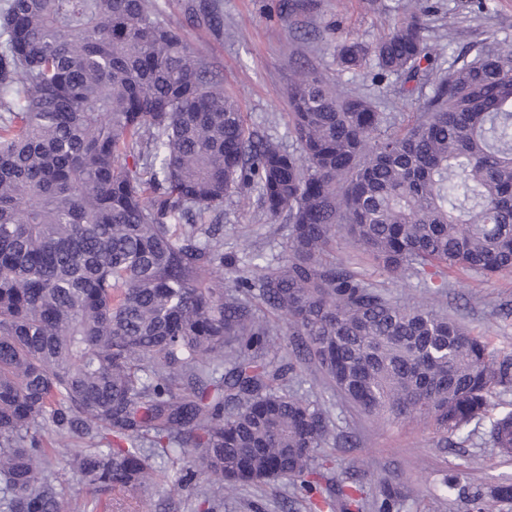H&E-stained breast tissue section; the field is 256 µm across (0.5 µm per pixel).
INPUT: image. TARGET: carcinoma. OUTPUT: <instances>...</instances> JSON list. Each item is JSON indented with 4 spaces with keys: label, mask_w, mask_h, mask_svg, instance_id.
I'll list each match as a JSON object with an SVG mask.
<instances>
[{
    "label": "carcinoma",
    "mask_w": 512,
    "mask_h": 512,
    "mask_svg": "<svg viewBox=\"0 0 512 512\" xmlns=\"http://www.w3.org/2000/svg\"><path fill=\"white\" fill-rule=\"evenodd\" d=\"M427 8L372 47L337 45L344 70L373 63L403 90L431 85L395 128L317 73L289 89L295 150L248 127L188 31L154 0H3L0 7V512L112 508L176 461L207 512L232 486L303 491L316 512L360 507L323 493L319 451L344 444L329 409L288 389L308 368L348 406L467 439L512 353L435 305L446 273L512 272V44L443 69ZM193 29L224 18L186 4ZM288 238L245 270L224 256V199L237 189ZM353 260L336 258V237ZM411 276L400 305L361 270ZM287 319L285 355L267 358ZM512 456V411L490 422ZM80 446L57 457L59 440ZM72 474L64 484L59 472ZM470 512L512 503L444 479ZM386 483L373 512H399Z\"/></svg>",
    "instance_id": "cac0c4a2"
}]
</instances>
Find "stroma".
Masks as SVG:
<instances>
[{"label": "stroma", "mask_w": 512, "mask_h": 512, "mask_svg": "<svg viewBox=\"0 0 512 512\" xmlns=\"http://www.w3.org/2000/svg\"><path fill=\"white\" fill-rule=\"evenodd\" d=\"M224 29L190 33L193 46L206 61L216 63L224 91L235 98L248 124L279 140L287 150L295 142L288 130V89L297 65L315 69L337 95L373 99L378 111L395 125L407 123L416 105L396 77L376 81L372 67L340 70L336 45L379 42L394 22L407 13L411 0H215ZM426 41L442 66L472 58L490 40L512 41V0H429ZM224 251L248 263L255 255L278 251L288 236L284 224L270 223L257 205H243L238 196L224 202ZM443 300L472 335L492 348L512 350V316L496 313L500 299L512 300V275L484 278L450 275ZM293 389L331 402V417L353 444L332 449L329 483L361 482L374 495L384 482L404 486L401 512H465L463 502L446 496L445 475L462 467L469 483L484 488L512 484V457L500 456L486 441L488 423H481L467 442L440 451L432 429L412 419L379 423L333 404L330 390L310 370H301ZM157 475L149 495L127 496L117 512H197L194 495L181 488L179 468L156 461ZM290 491L275 483L260 488L238 486L224 496L223 512H307L303 502H290Z\"/></svg>", "instance_id": "35a3bbf8"}]
</instances>
